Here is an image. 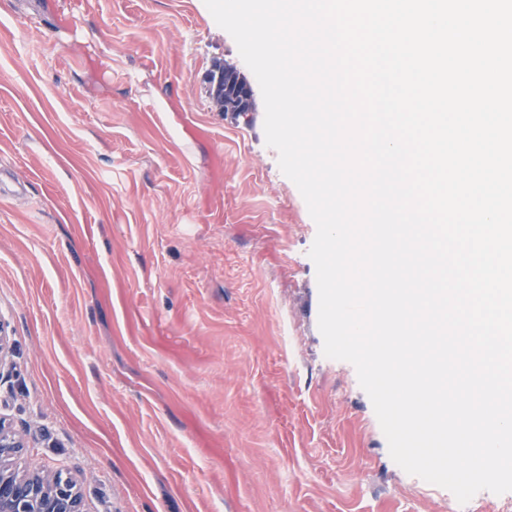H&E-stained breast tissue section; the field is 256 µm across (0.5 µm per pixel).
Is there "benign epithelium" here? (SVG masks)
Segmentation results:
<instances>
[{
	"label": "benign epithelium",
	"mask_w": 512,
	"mask_h": 512,
	"mask_svg": "<svg viewBox=\"0 0 512 512\" xmlns=\"http://www.w3.org/2000/svg\"><path fill=\"white\" fill-rule=\"evenodd\" d=\"M233 96L241 111L253 102L247 82L238 84ZM12 345V336L0 322V368L9 361ZM24 447L23 438L0 419V512H84L75 482L21 469L14 463Z\"/></svg>",
	"instance_id": "1"
}]
</instances>
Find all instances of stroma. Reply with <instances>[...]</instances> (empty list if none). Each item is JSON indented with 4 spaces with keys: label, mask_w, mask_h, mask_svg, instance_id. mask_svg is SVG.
<instances>
[{
    "label": "stroma",
    "mask_w": 512,
    "mask_h": 512,
    "mask_svg": "<svg viewBox=\"0 0 512 512\" xmlns=\"http://www.w3.org/2000/svg\"><path fill=\"white\" fill-rule=\"evenodd\" d=\"M204 0H0V416L86 512H512L391 458L325 356L316 224Z\"/></svg>",
    "instance_id": "35a3bbf8"
}]
</instances>
